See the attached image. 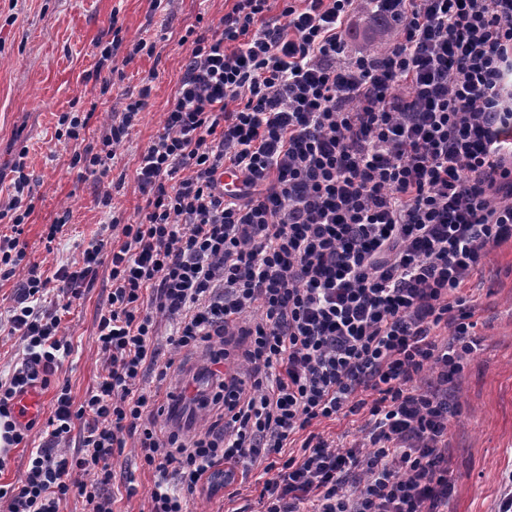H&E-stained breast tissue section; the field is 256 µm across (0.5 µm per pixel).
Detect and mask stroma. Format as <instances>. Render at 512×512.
Listing matches in <instances>:
<instances>
[{"label": "stroma", "instance_id": "obj_1", "mask_svg": "<svg viewBox=\"0 0 512 512\" xmlns=\"http://www.w3.org/2000/svg\"><path fill=\"white\" fill-rule=\"evenodd\" d=\"M223 14L224 0H179L171 14L153 9L150 0H0V180L9 181L14 163L25 159L35 205L23 235L28 261L56 270L77 258L111 217L124 224L142 219L135 169L183 74L180 38L197 16L216 21ZM114 20L124 48L145 36L157 48L153 56L135 57L107 87L96 44L111 40ZM145 81L149 106L118 151L110 177L120 188L107 211L96 204L95 175L71 168L73 148L57 140V120L64 112L93 110L86 139L97 141L122 93ZM61 217L65 226L46 245L45 231ZM468 286L479 304L478 346L456 382L460 411L448 421V512H495L502 480L512 471V245L494 250ZM108 291L107 279L99 278L64 320L73 352L58 377L77 403L102 372L95 332Z\"/></svg>", "mask_w": 512, "mask_h": 512}]
</instances>
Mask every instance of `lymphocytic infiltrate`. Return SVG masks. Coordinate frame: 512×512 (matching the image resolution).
<instances>
[{
  "label": "lymphocytic infiltrate",
  "mask_w": 512,
  "mask_h": 512,
  "mask_svg": "<svg viewBox=\"0 0 512 512\" xmlns=\"http://www.w3.org/2000/svg\"><path fill=\"white\" fill-rule=\"evenodd\" d=\"M232 0L188 28L185 69L136 169L135 224L112 218L55 272L26 263L34 210L24 161L0 200V281L26 267L7 311L19 367L0 379L8 445L40 428L0 512H114L112 460L133 444L153 474L146 512L264 475L263 512H444L452 385L477 345L468 288L512 243V0ZM391 20L378 52L351 47L359 12ZM151 93L125 91L98 147L65 112L73 166L107 177ZM240 185L225 193L224 168ZM109 266L96 332L102 374L74 403L52 379L63 318ZM201 359L211 425L158 426L162 384ZM239 362L246 378L224 365ZM53 388L43 425L17 397ZM367 414V445L315 433ZM76 450H67L70 438ZM92 482H85V475Z\"/></svg>",
  "instance_id": "obj_1"
}]
</instances>
